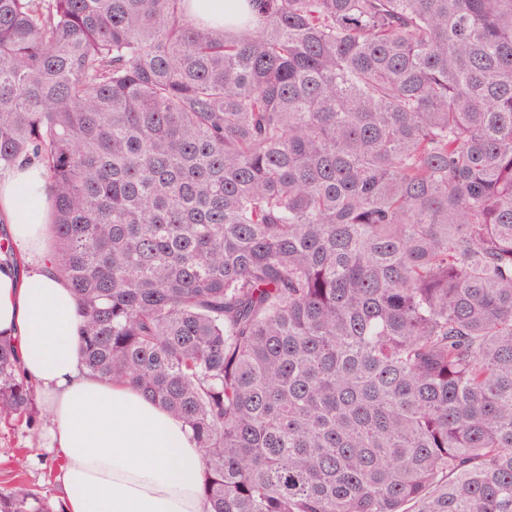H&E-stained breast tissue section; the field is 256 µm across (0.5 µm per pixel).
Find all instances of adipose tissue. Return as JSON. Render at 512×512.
I'll return each instance as SVG.
<instances>
[{
  "instance_id": "obj_1",
  "label": "adipose tissue",
  "mask_w": 512,
  "mask_h": 512,
  "mask_svg": "<svg viewBox=\"0 0 512 512\" xmlns=\"http://www.w3.org/2000/svg\"><path fill=\"white\" fill-rule=\"evenodd\" d=\"M4 232L24 265L0 263V337L42 394L65 459L63 512H207L200 450L182 420L125 384L81 371L79 309L48 264L49 198L37 166L0 179Z\"/></svg>"
}]
</instances>
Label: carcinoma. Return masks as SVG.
Returning <instances> with one entry per match:
<instances>
[{
	"mask_svg": "<svg viewBox=\"0 0 512 512\" xmlns=\"http://www.w3.org/2000/svg\"><path fill=\"white\" fill-rule=\"evenodd\" d=\"M246 4L0 0L82 369L185 423L211 512H512V0ZM193 16L208 19L216 22H224V1L223 0H194Z\"/></svg>",
	"mask_w": 512,
	"mask_h": 512,
	"instance_id": "carcinoma-1",
	"label": "carcinoma"
}]
</instances>
